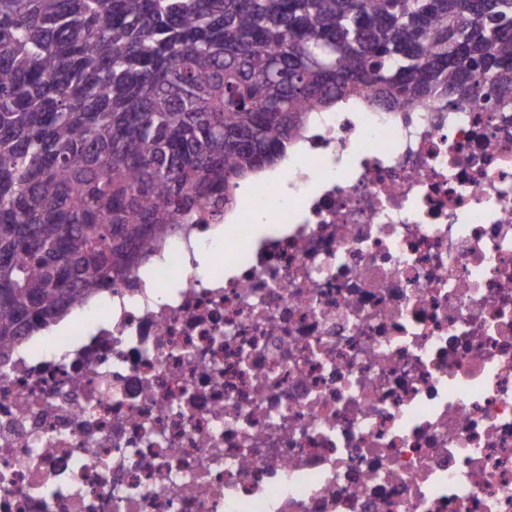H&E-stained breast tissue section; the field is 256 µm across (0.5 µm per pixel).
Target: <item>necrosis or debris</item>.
<instances>
[{
    "mask_svg": "<svg viewBox=\"0 0 512 512\" xmlns=\"http://www.w3.org/2000/svg\"><path fill=\"white\" fill-rule=\"evenodd\" d=\"M0 512H512V101L310 113L21 339Z\"/></svg>",
    "mask_w": 512,
    "mask_h": 512,
    "instance_id": "1",
    "label": "necrosis or debris"
}]
</instances>
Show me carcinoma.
<instances>
[{
	"instance_id": "obj_1",
	"label": "carcinoma",
	"mask_w": 512,
	"mask_h": 512,
	"mask_svg": "<svg viewBox=\"0 0 512 512\" xmlns=\"http://www.w3.org/2000/svg\"><path fill=\"white\" fill-rule=\"evenodd\" d=\"M375 90L512 97V0H0V351Z\"/></svg>"
}]
</instances>
